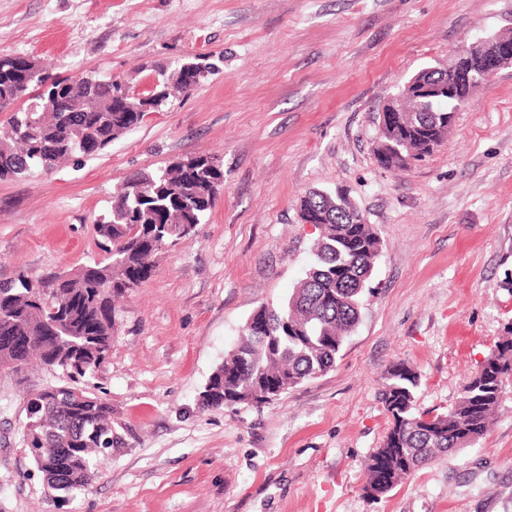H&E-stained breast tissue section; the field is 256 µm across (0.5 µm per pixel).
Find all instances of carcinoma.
Here are the masks:
<instances>
[{
	"instance_id": "obj_1",
	"label": "carcinoma",
	"mask_w": 512,
	"mask_h": 512,
	"mask_svg": "<svg viewBox=\"0 0 512 512\" xmlns=\"http://www.w3.org/2000/svg\"><path fill=\"white\" fill-rule=\"evenodd\" d=\"M213 64L187 59L158 70L137 96L122 93L112 77H54L28 59L0 53V181L50 172L75 153L95 155L138 128L147 111L193 91ZM456 101L423 105L420 121L456 110ZM224 170L211 156L194 155L153 172L130 174L112 194L110 210L95 220L104 257L73 272L0 282V360L20 370L33 363L57 367L76 381L94 373L112 347L115 302L149 279L164 249L196 233L211 212ZM303 207L321 215L314 262L289 298L263 306L260 329L245 327L239 344L209 377L205 408L268 402L267 386L286 377L299 385L328 371L356 326L367 283L383 241L370 224H358L353 201L336 203L334 191H311ZM512 382V327L499 337L457 401L445 412L416 411L420 375L404 360L386 372L380 399L390 417L383 447L387 468L406 479L443 455L476 446L490 430L505 386ZM25 418L41 425L48 451L33 457L48 486L70 491L91 477L94 459L112 448V405L89 395L76 399L69 385L31 393Z\"/></svg>"
}]
</instances>
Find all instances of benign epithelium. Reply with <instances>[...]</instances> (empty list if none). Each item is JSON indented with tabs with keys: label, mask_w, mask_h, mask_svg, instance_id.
<instances>
[{
	"label": "benign epithelium",
	"mask_w": 512,
	"mask_h": 512,
	"mask_svg": "<svg viewBox=\"0 0 512 512\" xmlns=\"http://www.w3.org/2000/svg\"><path fill=\"white\" fill-rule=\"evenodd\" d=\"M511 65L512 40L482 38L452 54V61L448 63V80L431 83L419 76L405 82L399 93L386 101L378 112L374 144L376 160L388 168L404 166L409 159L399 148V142L413 136L423 149L431 151L436 143L448 137L454 126L455 114L450 112L439 126L417 133L411 113L401 107L402 99L422 102L448 97L469 102L476 90L487 87L501 69Z\"/></svg>",
	"instance_id": "1"
}]
</instances>
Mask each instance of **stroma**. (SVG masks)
I'll return each instance as SVG.
<instances>
[{"mask_svg": "<svg viewBox=\"0 0 512 512\" xmlns=\"http://www.w3.org/2000/svg\"><path fill=\"white\" fill-rule=\"evenodd\" d=\"M512 32V0H0V51L131 92L156 65L221 62L188 95L94 156L0 182V280L100 259L94 220L127 175L206 154L224 184L195 236L168 246L115 313L112 351L80 389L112 405L88 486L50 492L24 449L27 393L51 367L0 372V512H512V386L489 433L370 497L391 363L443 412L512 327V66L408 170L381 168L374 117L413 73ZM350 190L383 241L361 317L329 371L261 406L200 396L249 316L279 305L319 235L313 190Z\"/></svg>", "mask_w": 512, "mask_h": 512, "instance_id": "stroma-1", "label": "stroma"}]
</instances>
